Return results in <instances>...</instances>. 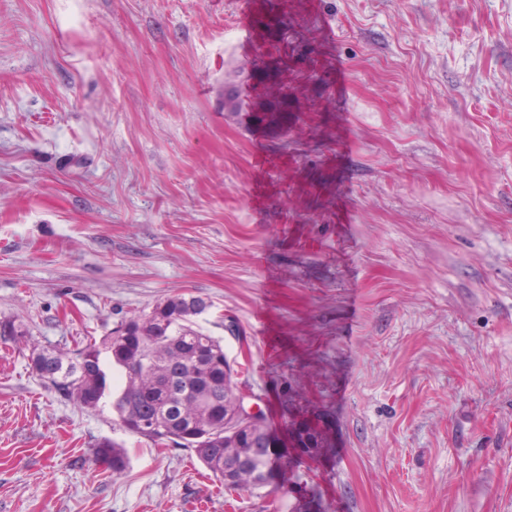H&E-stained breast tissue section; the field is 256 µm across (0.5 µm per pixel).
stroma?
<instances>
[{
	"mask_svg": "<svg viewBox=\"0 0 512 512\" xmlns=\"http://www.w3.org/2000/svg\"><path fill=\"white\" fill-rule=\"evenodd\" d=\"M176 294L266 486L28 368ZM1 317L0 512H512V0H0ZM97 448L96 460L112 470V474H120L126 469L128 454L121 444L111 439H103L98 442Z\"/></svg>",
	"mask_w": 512,
	"mask_h": 512,
	"instance_id": "stroma-1",
	"label": "stroma"
}]
</instances>
